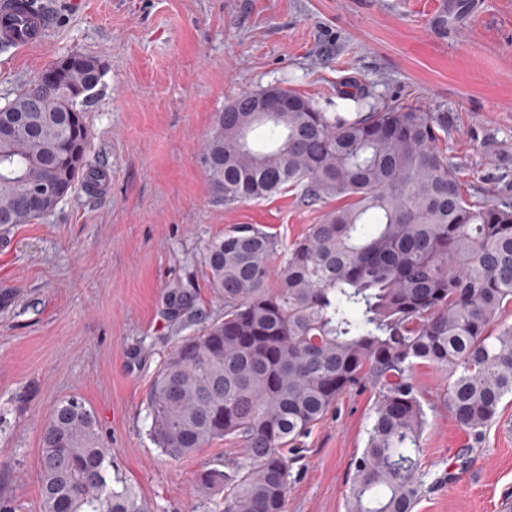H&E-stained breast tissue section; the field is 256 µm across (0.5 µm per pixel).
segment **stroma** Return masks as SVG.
Here are the masks:
<instances>
[{
  "instance_id": "obj_1",
  "label": "stroma",
  "mask_w": 512,
  "mask_h": 512,
  "mask_svg": "<svg viewBox=\"0 0 512 512\" xmlns=\"http://www.w3.org/2000/svg\"><path fill=\"white\" fill-rule=\"evenodd\" d=\"M54 18L29 47L0 45V105L71 54L104 66L87 113L88 158L106 178L78 182L33 224L0 228V505L41 512L40 436L61 400L82 399L112 450L111 477L154 512H221L196 477L239 446L216 440L171 461L149 435L147 395L164 358L222 317L202 253L237 224L280 243L340 201L291 189L216 199L199 161L218 112L244 91L293 89L329 112L348 92L376 106L448 115L440 146L473 200L512 199V0H43ZM194 302L181 323L167 295ZM427 412L424 491L414 512H501L512 502V396L474 438L454 419L448 380L418 365ZM376 399L350 391L299 442L285 512H345L352 466ZM167 302L168 318L171 322H177L191 307L193 296L183 289L174 288L168 293Z\"/></svg>"
}]
</instances>
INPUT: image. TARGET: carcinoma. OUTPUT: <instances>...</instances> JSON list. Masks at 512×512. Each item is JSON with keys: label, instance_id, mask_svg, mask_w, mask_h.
<instances>
[{"label": "carcinoma", "instance_id": "1", "mask_svg": "<svg viewBox=\"0 0 512 512\" xmlns=\"http://www.w3.org/2000/svg\"><path fill=\"white\" fill-rule=\"evenodd\" d=\"M54 67L64 70L54 96L36 107L38 87H22L3 113L15 130L0 138L1 227L57 208H29L33 188L104 180L86 155L71 164L87 146L98 61L73 54ZM271 96L287 98L288 111L258 119L253 102ZM354 99L367 111L327 112L278 85L242 92L200 155L226 204L297 187L314 201L346 200L282 253L256 224L209 241L204 265L224 317L182 340L152 383L149 434L165 456L241 444L224 470L197 476L201 493L224 490V512H284L296 445L344 394L368 386L377 400L346 512H413L428 475L415 368L445 373L448 409L475 436L512 395V326L491 331L512 307V200L464 194L439 147L448 113ZM167 302L177 322L193 296L174 288ZM41 443L42 512H152L109 477L112 449L84 403H58Z\"/></svg>", "mask_w": 512, "mask_h": 512}]
</instances>
